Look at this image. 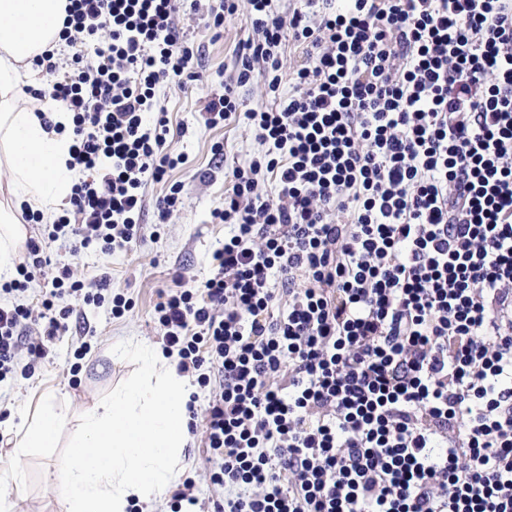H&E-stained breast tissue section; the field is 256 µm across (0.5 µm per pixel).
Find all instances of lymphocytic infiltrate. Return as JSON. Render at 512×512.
I'll list each match as a JSON object with an SVG mask.
<instances>
[{"label": "lymphocytic infiltrate", "instance_id": "1", "mask_svg": "<svg viewBox=\"0 0 512 512\" xmlns=\"http://www.w3.org/2000/svg\"><path fill=\"white\" fill-rule=\"evenodd\" d=\"M253 36L203 114L243 116L263 155L232 169L231 232L197 287L154 307L167 355L209 388L188 406L221 495L207 512H512V0H249ZM181 0H69L59 34L90 46L32 64V99L72 112L69 209L27 240L0 292V383L32 377L74 302L131 308L47 251L124 250L143 190L168 183L157 91L198 77ZM302 47L282 93L284 40ZM267 103L244 108L239 87ZM276 183V197L266 193ZM345 214V222L332 213Z\"/></svg>", "mask_w": 512, "mask_h": 512}]
</instances>
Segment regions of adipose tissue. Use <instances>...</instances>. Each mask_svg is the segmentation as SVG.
Wrapping results in <instances>:
<instances>
[{
  "instance_id": "obj_1",
  "label": "adipose tissue",
  "mask_w": 512,
  "mask_h": 512,
  "mask_svg": "<svg viewBox=\"0 0 512 512\" xmlns=\"http://www.w3.org/2000/svg\"><path fill=\"white\" fill-rule=\"evenodd\" d=\"M68 0H0V271L26 237L23 206L52 214L69 197L72 115L59 108L42 122L21 101L33 84L30 60L57 41ZM138 379L100 409L88 410L72 452L56 475L68 512H128L132 503L163 499L181 474L186 405L192 390L173 359L151 349ZM62 415L45 406L23 425L20 451L56 447Z\"/></svg>"
}]
</instances>
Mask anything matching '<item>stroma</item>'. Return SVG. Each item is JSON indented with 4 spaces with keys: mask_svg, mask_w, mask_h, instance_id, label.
I'll use <instances>...</instances> for the list:
<instances>
[{
    "mask_svg": "<svg viewBox=\"0 0 512 512\" xmlns=\"http://www.w3.org/2000/svg\"><path fill=\"white\" fill-rule=\"evenodd\" d=\"M206 0L196 10L181 13L179 25L195 54L196 81L170 83L160 92L167 111V143L186 161L171 171L169 179L181 183L183 205L166 224H159L155 208L165 184L151 183L143 190V237L134 246L98 256H71L68 249L52 248V260H69L79 275L91 278L110 272L112 285L134 301L133 309L119 319L103 309L77 305L80 331H69L49 345L46 361L29 379L19 378L0 388V434L7 439L0 449V481L20 491L23 512H67L54 486V475L69 451L86 409L109 400L121 385L137 375L149 348L162 347L154 319L161 293L181 274L186 287H196L212 272V254L224 243V225L213 223L211 213L224 205L225 174L233 166L264 154L265 147L243 121L230 120L211 128L202 114L211 99L234 82L238 54L252 31L247 24L249 0H239L237 14L214 32L207 22ZM222 144L223 156L212 147ZM92 343L82 361L79 384H72L66 361L81 339ZM53 402L66 418L56 447L36 449L28 457L16 454L20 420H34L46 402Z\"/></svg>",
    "mask_w": 512,
    "mask_h": 512,
    "instance_id": "stroma-1",
    "label": "stroma"
}]
</instances>
